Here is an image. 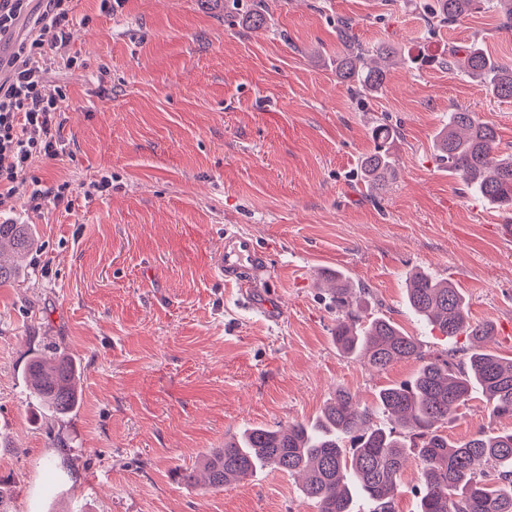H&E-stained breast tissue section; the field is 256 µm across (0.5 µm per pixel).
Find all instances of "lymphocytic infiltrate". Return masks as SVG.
<instances>
[{
  "label": "lymphocytic infiltrate",
  "instance_id": "1",
  "mask_svg": "<svg viewBox=\"0 0 512 512\" xmlns=\"http://www.w3.org/2000/svg\"><path fill=\"white\" fill-rule=\"evenodd\" d=\"M31 0H0V36L13 37V50L0 75V209L27 186L37 158H57L63 152L56 128L66 100L58 85L46 84L43 73L48 47H65L76 30L72 0H45L33 15ZM33 17V27L18 34L21 19Z\"/></svg>",
  "mask_w": 512,
  "mask_h": 512
}]
</instances>
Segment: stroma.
<instances>
[{
    "label": "stroma",
    "instance_id": "obj_1",
    "mask_svg": "<svg viewBox=\"0 0 512 512\" xmlns=\"http://www.w3.org/2000/svg\"><path fill=\"white\" fill-rule=\"evenodd\" d=\"M258 30L224 22L205 0H74L68 46L79 64L46 78L67 89L66 152L36 160L43 185L69 182L65 202L20 191L0 224H27L35 247L0 286V485L14 512H317L299 482L265 469L211 492L182 480L201 456L245 428H287L319 415L336 388L372 403L418 364L376 371L340 352L336 307L320 272L367 288L364 314H383L428 355L468 346L420 322L405 281L423 270L462 288L491 322L492 348L512 356V211L471 196L433 149L449 111L494 123L512 150V100L445 70L391 67L361 101L337 82V18L365 43L438 53L479 40L512 60V34L493 13L442 29L403 0H266ZM397 127V178L372 196L360 162L372 128ZM110 177L109 192L85 197ZM235 227L266 252L255 295L270 316L214 278ZM64 351L80 369L78 409L32 403L34 353ZM490 418L482 396L460 408L449 438Z\"/></svg>",
    "mask_w": 512,
    "mask_h": 512
}]
</instances>
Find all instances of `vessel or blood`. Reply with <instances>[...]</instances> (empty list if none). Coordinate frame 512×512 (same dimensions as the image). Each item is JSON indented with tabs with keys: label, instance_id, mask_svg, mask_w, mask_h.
Masks as SVG:
<instances>
[{
	"label": "vessel or blood",
	"instance_id": "obj_1",
	"mask_svg": "<svg viewBox=\"0 0 512 512\" xmlns=\"http://www.w3.org/2000/svg\"><path fill=\"white\" fill-rule=\"evenodd\" d=\"M212 265L217 279L241 288L250 287L270 272L267 256L255 240L247 233L231 229L225 230L224 244Z\"/></svg>",
	"mask_w": 512,
	"mask_h": 512
}]
</instances>
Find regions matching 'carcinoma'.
Returning <instances> with one entry per match:
<instances>
[{
    "instance_id": "carcinoma-1",
    "label": "carcinoma",
    "mask_w": 512,
    "mask_h": 512,
    "mask_svg": "<svg viewBox=\"0 0 512 512\" xmlns=\"http://www.w3.org/2000/svg\"><path fill=\"white\" fill-rule=\"evenodd\" d=\"M264 0H251L248 23H266ZM423 14L427 38L463 18L489 8V0H426L417 5ZM498 28L512 32V0H496ZM349 19L338 20L336 78L352 96L364 100L385 87L390 60L398 57L415 70L446 68L479 79L501 99L512 98V64L487 52L476 40L450 46L440 55H399L392 45L364 44ZM397 129L379 124L372 131L374 147L361 161L364 182L379 192L396 176L390 143ZM434 147L448 172L484 201L512 207V153L494 160L499 135L494 123L473 112H448V122L436 133ZM27 253L32 245L27 224H0V255L4 246ZM338 311L333 340L343 353L382 371L395 362H421L415 375L398 385L381 388L370 406L353 400L338 388L321 414L307 423H294L282 431L250 427L224 443L203 461L202 477L182 473L186 482L203 483L218 491L268 467L301 480L304 495L318 512H361L360 500L373 504L370 512H394L393 499L402 475L412 462L420 467L418 512H512V430H480L463 441L444 433L455 412L481 393L494 417H512V359L487 348L494 325L474 321L459 288L416 272L409 277L407 303L412 313L441 335H464L473 346L459 355L428 360L422 343L403 333L387 316L362 320L361 295L347 275L336 270L323 275ZM26 379L33 402L59 414L79 402V379L71 358L57 351L52 357L35 355Z\"/></svg>"
}]
</instances>
